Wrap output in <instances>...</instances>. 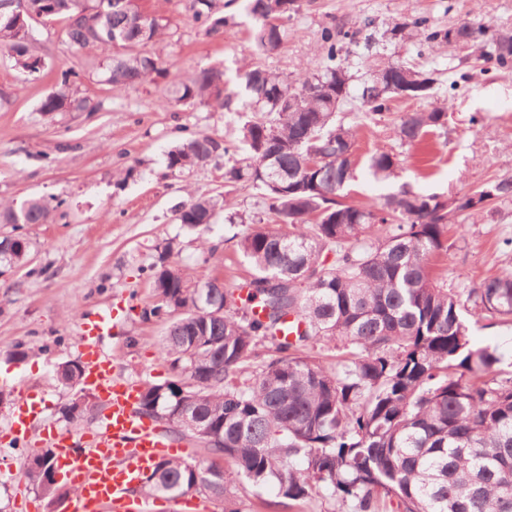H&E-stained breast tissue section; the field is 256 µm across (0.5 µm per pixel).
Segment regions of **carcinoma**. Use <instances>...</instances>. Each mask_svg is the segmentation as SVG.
<instances>
[{"instance_id": "cac0c4a2", "label": "carcinoma", "mask_w": 512, "mask_h": 512, "mask_svg": "<svg viewBox=\"0 0 512 512\" xmlns=\"http://www.w3.org/2000/svg\"><path fill=\"white\" fill-rule=\"evenodd\" d=\"M0 0V50L26 73L41 70L31 47L33 25L64 24L79 49L112 48L102 82L127 85L158 71L157 60L139 48L166 28L144 12L139 0ZM296 0H254L258 21L253 42L259 53L277 51L285 31L274 23L295 10ZM195 21L218 34L225 19L214 16L212 0H197ZM393 32L439 37L426 20L395 24ZM484 29L468 24L444 39L475 41ZM347 32L325 31L327 64L311 76L291 80L260 67L242 79L256 112L275 114L245 127L250 163L224 169V182H249L264 189L267 211L279 223L242 235L239 247L254 274L241 298L218 280L189 289L166 246L139 267L151 282L158 315L179 317L161 338L173 379L141 391L139 410L179 439L196 438L183 427L179 409L206 420L220 438L204 439L210 459L188 464L160 461L142 478L146 498L177 499L204 494L240 512L237 492L248 482L271 485L288 508L300 509L326 494L352 512H512V372L496 369L497 349L472 340L469 317L512 318V273L485 279L466 300L433 276L431 261L448 253V225L461 215L478 217L492 200H512V177L494 180L452 199L402 191L381 204H346L323 190L341 192L355 177V141L336 105L358 101L379 115L387 100L431 95L430 70L404 63L369 70L361 97L351 76L336 63ZM489 58L504 66L512 58V35L499 34ZM224 73L201 69L173 83L177 103L215 102L224 108ZM80 95L79 74L61 72L39 112H90ZM447 123L442 109L407 112L396 126L412 143ZM228 148L206 136L189 139L168 154L170 169L200 166ZM317 161V167L308 165ZM398 158L374 153L368 167L377 178L396 175ZM226 201L198 197L179 220L190 229L212 224ZM50 213L40 198L0 211L1 224H42ZM335 260L326 264L324 251ZM28 242L0 250V259L24 264ZM473 303L468 309L466 302ZM269 340L274 355L256 366L249 361ZM342 346L345 356L326 367L310 356L314 345ZM83 369L58 365L57 379L81 387ZM50 450L36 455L27 477L46 495L59 487L48 481Z\"/></svg>"}]
</instances>
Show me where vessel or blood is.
<instances>
[{"label":"vessel or blood","mask_w":512,"mask_h":512,"mask_svg":"<svg viewBox=\"0 0 512 512\" xmlns=\"http://www.w3.org/2000/svg\"><path fill=\"white\" fill-rule=\"evenodd\" d=\"M110 327V315L89 313L78 337L86 356L83 384L107 403L105 420L80 437L56 436L50 443L57 469L75 489L68 512H143L142 501L132 491L171 445L158 426L138 412L137 387L117 376L111 356L100 349ZM38 411L32 396L21 398L10 427L15 446H29L30 420Z\"/></svg>","instance_id":"vessel-or-blood-1"}]
</instances>
